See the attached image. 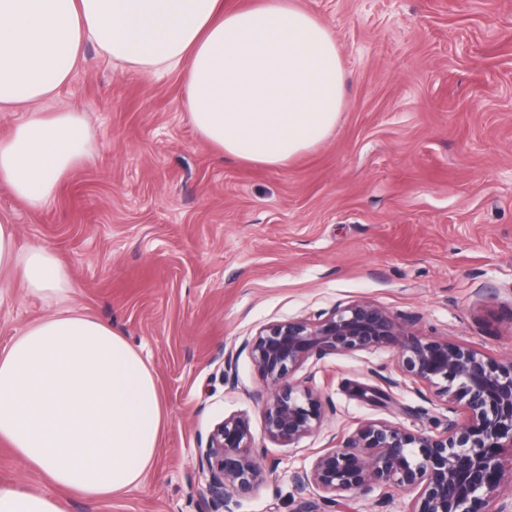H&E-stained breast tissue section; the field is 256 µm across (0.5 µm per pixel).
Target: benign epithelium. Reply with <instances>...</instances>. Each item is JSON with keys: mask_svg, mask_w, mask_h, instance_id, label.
Listing matches in <instances>:
<instances>
[{"mask_svg": "<svg viewBox=\"0 0 512 512\" xmlns=\"http://www.w3.org/2000/svg\"><path fill=\"white\" fill-rule=\"evenodd\" d=\"M266 388L262 402L264 438L293 448L323 426L325 405L304 380L292 376L310 359L328 354L395 349L401 376L433 392L452 416L442 430L413 433L384 420L361 424L342 444L318 455L292 481L315 490L293 512H336L346 494L379 488L418 491L412 512H512L493 498L512 497L501 482L504 449L512 451V359L496 360L446 339L419 336L382 307L358 301L315 321L293 319L265 325L244 341ZM353 396L378 403L376 386L357 385ZM250 420L243 414L217 422L207 444L196 449L204 475L208 512H233L237 498L267 479Z\"/></svg>", "mask_w": 512, "mask_h": 512, "instance_id": "obj_1", "label": "benign epithelium"}]
</instances>
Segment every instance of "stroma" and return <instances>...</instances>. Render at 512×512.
I'll return each instance as SVG.
<instances>
[{"instance_id": "35a3bbf8", "label": "stroma", "mask_w": 512, "mask_h": 512, "mask_svg": "<svg viewBox=\"0 0 512 512\" xmlns=\"http://www.w3.org/2000/svg\"><path fill=\"white\" fill-rule=\"evenodd\" d=\"M330 29L345 75L334 131L287 167L207 147L174 73L116 67L95 46L47 110L83 112L93 157L34 210L0 186L18 247L50 248L66 309L110 324L147 360L167 427L135 492L65 512H206L197 448L246 414L263 444L266 391L242 348L274 321L366 300L423 336L512 357V0H297ZM49 307L0 272V349ZM233 362L240 390L224 383ZM326 404L297 447L267 445L269 480L235 512H291L290 481L360 424L441 430L427 389L400 383L393 349L306 363ZM385 404L349 384L383 386ZM265 444V443H264ZM411 492L348 493L344 512H410Z\"/></svg>"}]
</instances>
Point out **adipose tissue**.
<instances>
[{
    "mask_svg": "<svg viewBox=\"0 0 512 512\" xmlns=\"http://www.w3.org/2000/svg\"><path fill=\"white\" fill-rule=\"evenodd\" d=\"M113 63L179 73L184 110L205 143L272 168L323 142L343 106L331 31L297 0H0V184L38 209L90 157L80 112H46L87 45ZM0 271L32 294L63 296L68 273L41 245L19 251L0 215ZM167 424L152 371L109 324L53 312L0 350V443L45 483L87 500L139 489ZM0 512H64L59 499L0 484Z\"/></svg>",
    "mask_w": 512,
    "mask_h": 512,
    "instance_id": "1",
    "label": "adipose tissue"
}]
</instances>
